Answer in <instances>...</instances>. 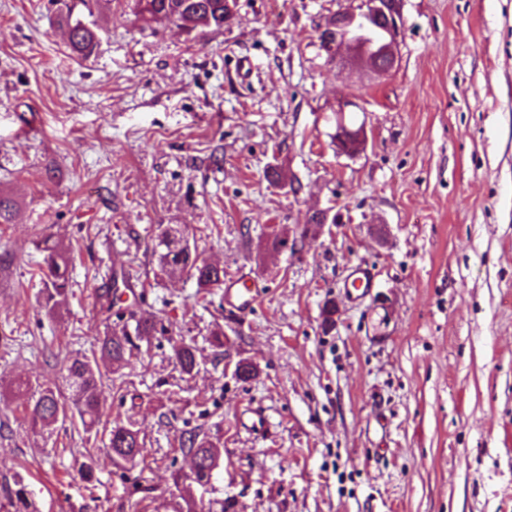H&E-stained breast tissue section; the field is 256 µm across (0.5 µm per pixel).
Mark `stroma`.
<instances>
[{"mask_svg": "<svg viewBox=\"0 0 512 512\" xmlns=\"http://www.w3.org/2000/svg\"><path fill=\"white\" fill-rule=\"evenodd\" d=\"M237 3L229 25L186 33L143 25L134 0H101L97 50L75 59L57 0H0V191L19 204L0 224V512L19 480L36 512H129L137 482L146 512L229 499L235 512H512V0H401L383 76L320 47L354 0ZM340 99L365 123L355 156L333 143ZM272 168L299 192L272 184ZM325 208L336 223L304 235ZM168 224L255 283L248 316L221 289L161 275ZM47 238L74 254L51 316ZM359 261L376 287L354 301L342 283ZM128 264L124 320L171 324L198 372L149 337L114 374L98 435L68 422L31 433L10 391L63 388V362L114 328L96 291ZM241 362L253 376H235ZM247 406L269 434L239 426ZM129 422L147 458L127 471L104 444ZM191 432L222 450L205 488L173 481ZM173 350L181 372L186 375H192L194 370L199 366L195 354V348L180 339L174 341Z\"/></svg>", "mask_w": 512, "mask_h": 512, "instance_id": "35a3bbf8", "label": "stroma"}]
</instances>
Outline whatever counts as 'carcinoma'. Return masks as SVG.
<instances>
[{"label": "carcinoma", "instance_id": "carcinoma-1", "mask_svg": "<svg viewBox=\"0 0 512 512\" xmlns=\"http://www.w3.org/2000/svg\"><path fill=\"white\" fill-rule=\"evenodd\" d=\"M56 22L64 29L67 47L71 56L80 59L91 57L99 44L98 29L85 22L83 11H92L93 0H61ZM136 15L149 25L159 20L168 21L177 27L192 32L198 28H221L235 16L237 0H135ZM383 23L371 20L372 34L364 39L367 51L379 54L382 51ZM16 202L0 193V224H13L17 218ZM183 234L179 225L168 224L157 236L155 253L158 254L160 270L168 277L187 276L194 279L200 288L220 287L224 283V269L206 263L199 258L190 244H182ZM44 265L41 266L43 280V302L41 307L49 315L54 314L68 299L71 256L68 249L50 240L44 241ZM101 308L112 313V308L121 297L112 286L100 289L97 295ZM166 333L168 328L162 320L150 317L135 321L133 330L122 327L100 339L99 357L86 355L73 357L66 366V391L51 388L35 389L27 381L16 384L13 396L30 407L29 428L35 433H44L67 417L79 419L83 430L92 432L101 422L105 409V391L112 389V376L100 369V363L117 371L124 367L134 349L135 340ZM173 350L181 372L190 375L199 366L195 348L176 340ZM107 448L113 459L122 468L136 466L145 460L146 448L141 431L134 426L115 425L109 431ZM181 451L201 459L196 475L176 473L174 483L195 479L202 485L210 484V462L221 459L218 445L197 433L189 434L181 442ZM30 491L21 483L9 493L14 512H30Z\"/></svg>", "mask_w": 512, "mask_h": 512}]
</instances>
